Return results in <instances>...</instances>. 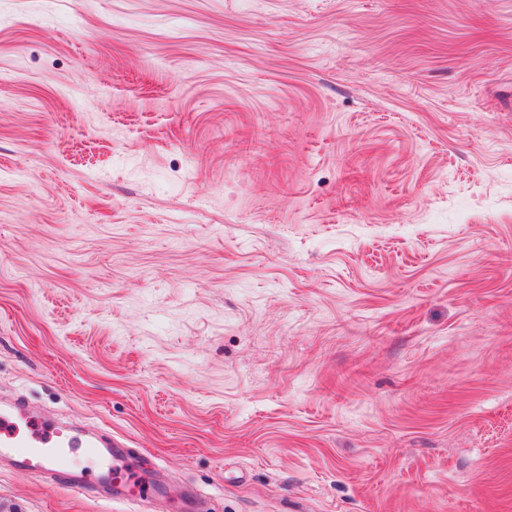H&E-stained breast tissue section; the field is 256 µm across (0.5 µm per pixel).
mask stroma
I'll list each match as a JSON object with an SVG mask.
<instances>
[{"label": "stroma", "instance_id": "obj_1", "mask_svg": "<svg viewBox=\"0 0 512 512\" xmlns=\"http://www.w3.org/2000/svg\"><path fill=\"white\" fill-rule=\"evenodd\" d=\"M163 496L512 512V0H0V399Z\"/></svg>", "mask_w": 512, "mask_h": 512}]
</instances>
